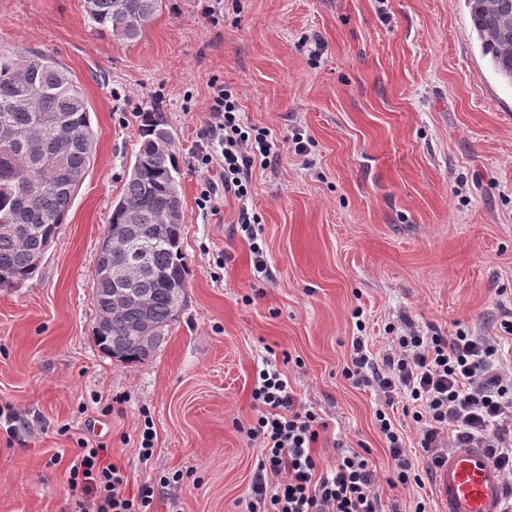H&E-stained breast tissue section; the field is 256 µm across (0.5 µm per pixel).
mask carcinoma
<instances>
[{"mask_svg":"<svg viewBox=\"0 0 512 512\" xmlns=\"http://www.w3.org/2000/svg\"><path fill=\"white\" fill-rule=\"evenodd\" d=\"M162 0H87L97 28L127 42L138 40ZM470 18L493 71L512 83V0H468ZM140 142L124 193L114 204L93 275L97 312L112 321L97 326L102 348L124 362L153 358L185 306L188 269L182 252L181 169L162 112L141 114ZM96 150L89 106L79 82L49 55L0 52V288H13L38 271L40 245L57 237ZM140 225L148 271L133 282L135 301L111 307L112 266L126 261L115 244ZM153 322L149 343L135 326Z\"/></svg>","mask_w":512,"mask_h":512,"instance_id":"carcinoma-1","label":"carcinoma"}]
</instances>
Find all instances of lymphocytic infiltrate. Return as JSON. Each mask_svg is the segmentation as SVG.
I'll return each mask as SVG.
<instances>
[{"mask_svg": "<svg viewBox=\"0 0 512 512\" xmlns=\"http://www.w3.org/2000/svg\"><path fill=\"white\" fill-rule=\"evenodd\" d=\"M205 124L206 139L197 145L194 162L220 167L225 193L247 197L253 167H270L278 158L269 132L246 126L236 93L218 82L211 85ZM346 374L382 394L386 405L402 402L403 413L420 426L427 461L418 471L406 456L399 429L386 413L378 415L391 459V486L423 485L425 474L452 448L476 445L512 459V371L500 367L492 337L410 328L375 354L358 338ZM252 398L258 415L248 433L265 453L250 488V512H379L376 465L341 447L335 464L321 467L312 448L326 423L313 410L298 408L278 371H260ZM70 473L93 482L78 512H149L153 503L147 488L127 496L126 475L106 461L102 448H82Z\"/></svg>", "mask_w": 512, "mask_h": 512, "instance_id": "lymphocytic-infiltrate-1", "label": "lymphocytic infiltrate"}]
</instances>
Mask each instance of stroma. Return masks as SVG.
Listing matches in <instances>:
<instances>
[{"label": "stroma", "mask_w": 512, "mask_h": 512, "mask_svg": "<svg viewBox=\"0 0 512 512\" xmlns=\"http://www.w3.org/2000/svg\"><path fill=\"white\" fill-rule=\"evenodd\" d=\"M211 3L163 0L130 43L96 32L85 0H0V50L68 69L96 135L38 272L0 288V512H76L85 485L70 469L84 443L107 446L129 493L153 488L150 512H247L264 453L246 434L251 393L269 366L326 422L320 464L340 443L368 452L381 512H412L434 486L388 484L384 398L344 374L354 339L375 353L408 324L463 329L498 337L512 368L500 328L512 310V84L483 56L468 0H223L215 21ZM217 79L280 158L214 215L197 199L220 171L189 156ZM155 110L182 172L187 304L156 357L122 363L95 336L92 275L140 115Z\"/></svg>", "instance_id": "35a3bbf8"}]
</instances>
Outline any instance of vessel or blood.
I'll return each mask as SVG.
<instances>
[{
	"label": "vessel or blood",
	"mask_w": 512,
	"mask_h": 512,
	"mask_svg": "<svg viewBox=\"0 0 512 512\" xmlns=\"http://www.w3.org/2000/svg\"><path fill=\"white\" fill-rule=\"evenodd\" d=\"M438 512H512V464L485 448H456L434 470Z\"/></svg>",
	"instance_id": "b4317fda"
}]
</instances>
